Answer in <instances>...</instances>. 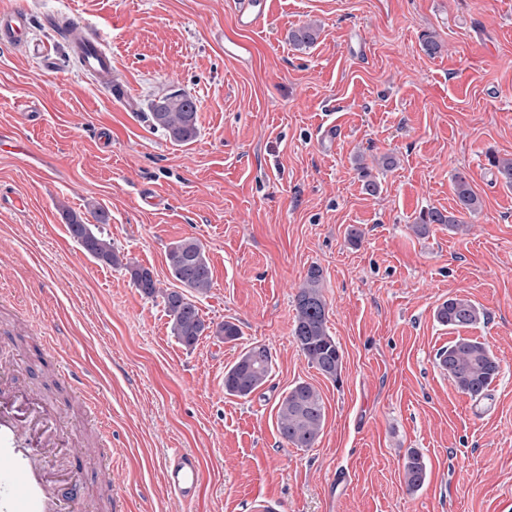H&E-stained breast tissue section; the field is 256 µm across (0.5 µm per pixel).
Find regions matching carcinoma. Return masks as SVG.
<instances>
[{
    "label": "carcinoma",
    "mask_w": 512,
    "mask_h": 512,
    "mask_svg": "<svg viewBox=\"0 0 512 512\" xmlns=\"http://www.w3.org/2000/svg\"><path fill=\"white\" fill-rule=\"evenodd\" d=\"M317 37L318 29L313 24L302 25L289 34L290 41L300 48L312 45ZM150 120L154 128L162 131L174 143L189 144L198 136L196 106L186 93H173L155 104L150 112ZM492 163L498 177L512 187V158L495 156ZM454 192L456 205L462 212L473 215L482 209L481 200L465 175L455 176ZM64 219L71 236L86 253L107 265L124 267L144 296L162 298L171 319L172 333L182 345L192 347L207 333L226 342L238 339L240 330L236 324L226 321L213 327L203 319L195 305L194 297L206 293L212 283V270L204 247L198 240L184 238L169 247L167 266L181 289L168 290L157 286L150 269L123 264L112 248L111 240L96 231V224L86 223L69 210L64 211ZM430 224L456 227L458 219L452 213L445 215L431 208L419 213L413 229L423 234ZM319 282V269H310L295 297L293 336L308 362L323 376L337 380L343 369V355L327 328L326 302ZM435 316L440 324L459 329L475 325L485 318V312L471 300L455 296L443 302L436 309ZM438 361L455 387L472 398L487 396L490 384L499 374V365L489 349L483 343L465 336L457 337L441 350ZM272 369L270 349L264 344L252 345L244 349L224 372V393L239 398L248 397L267 382ZM324 421L323 399L308 383L294 385L279 402L277 431L289 446L312 447L320 436ZM427 476L422 456L410 452L404 465L407 490L419 489Z\"/></svg>",
    "instance_id": "cac0c4a2"
}]
</instances>
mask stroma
Listing matches in <instances>:
<instances>
[{
  "label": "stroma",
  "mask_w": 512,
  "mask_h": 512,
  "mask_svg": "<svg viewBox=\"0 0 512 512\" xmlns=\"http://www.w3.org/2000/svg\"><path fill=\"white\" fill-rule=\"evenodd\" d=\"M235 0H0L29 9L35 39L52 42L46 13L101 29L126 107L57 51L58 70L0 48V361L13 386L38 393L112 459L100 488L91 459L60 458L77 474L85 512H183L163 482L173 449L199 458L192 512H512V187L489 163L512 157V0H273L251 55L224 54ZM307 22L315 44L289 32ZM441 50L427 55L423 33ZM197 98L196 140L153 128L154 103ZM344 130L335 150L328 125ZM396 165L384 169L381 160ZM377 194H365L359 163ZM464 174L482 210L462 229L413 232L420 211L456 212ZM162 197L151 208L144 193ZM107 213L102 234L132 264L173 287L171 243L199 240L210 290L206 321H231L232 343L185 347L161 299L125 270L87 254L63 210ZM321 273L340 380L321 375L294 337L295 295ZM486 313L462 334L499 363L483 416L436 364L460 332L435 319L451 297ZM52 326L56 347L44 342ZM254 344L273 370L246 398L226 395L225 370ZM87 373L85 409L62 370ZM306 382L325 422L315 445L280 439L278 403ZM418 452L422 488L404 463ZM347 479L334 486L331 475ZM428 476L426 464L417 452H410L404 465V479L409 491L419 489Z\"/></svg>",
  "instance_id": "obj_1"
}]
</instances>
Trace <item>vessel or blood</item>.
Listing matches in <instances>:
<instances>
[{
	"label": "vessel or blood",
	"instance_id": "b4317fda",
	"mask_svg": "<svg viewBox=\"0 0 512 512\" xmlns=\"http://www.w3.org/2000/svg\"><path fill=\"white\" fill-rule=\"evenodd\" d=\"M271 16V0H237L234 27L224 33V52L242 57L251 47L244 33L264 28ZM65 42L77 66L95 86L113 96L123 91L112 82V55L98 28L75 15L50 13L44 17ZM31 15L23 8L0 10V47L16 49L46 62L48 44L29 38ZM14 368L0 365V512H81L82 500L75 485L58 473V455H80L79 436L62 435L59 412L29 393L7 390ZM163 480L171 494L186 507L199 497L202 483L196 455L184 450L168 454Z\"/></svg>",
	"mask_w": 512,
	"mask_h": 512
}]
</instances>
